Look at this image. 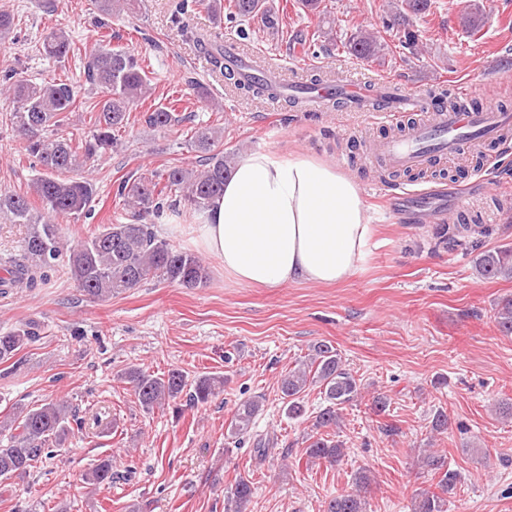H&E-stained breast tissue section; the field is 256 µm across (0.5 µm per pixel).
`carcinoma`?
<instances>
[{
  "mask_svg": "<svg viewBox=\"0 0 512 512\" xmlns=\"http://www.w3.org/2000/svg\"><path fill=\"white\" fill-rule=\"evenodd\" d=\"M99 24L130 9L131 0H93ZM431 0H403L391 6L393 28L405 21L404 11L422 14ZM207 9L215 24L256 21L265 29L279 31L282 18L269 0H209ZM187 39L200 46L211 66L230 81L235 89L254 98H262L271 87L245 80L224 64V40L218 34H205L184 29ZM349 52L358 58L380 60L387 44L381 37L355 30L347 39ZM43 52L60 62L74 51L70 35L62 28L49 31L42 41ZM101 93L99 109L91 112L94 129L78 144L64 130L67 113L77 110L82 84ZM0 93L11 100L9 111L12 129L26 142L42 172L30 185V195L0 192V219L11 224L27 225V233L17 252L0 257V287L34 288L50 279L63 255V225L54 222L60 216H79L89 212L95 194L94 183L86 177H73L95 159L117 146L115 132L125 127L133 105L152 95V80L139 55L124 47L96 44L85 53L83 71L76 78L51 77L33 82L8 71L3 75ZM146 122L164 130L181 122V117L165 108H156ZM222 133L211 127L195 132L194 146L207 153L201 169L182 165L170 166L151 176L130 177L121 181L116 196L134 218L132 223L104 224L84 237L69 250L66 270L77 288L95 300L104 301L139 287L156 278L184 288H198L207 281V270L201 258L160 238L153 225L142 219L160 216L164 210L175 213H203L213 200L224 192V181L234 169V154L218 148ZM478 230L469 224L440 228V237L455 242L458 236H470ZM478 272L486 279H512V248H499L480 255ZM496 320L499 330L512 335V297L498 303ZM38 336L31 325L0 334V363H6L21 348ZM130 384L139 405L146 411L170 406L188 396L192 407L204 405L224 390L226 378L205 374L188 381L180 369L157 374L142 367H131L120 374ZM319 385L326 405L315 416L314 429L305 448L307 459L314 463L335 464L344 456L341 442L318 432L320 428H336L341 411L355 401L360 384L345 367L337 350L324 343L312 349L308 360L288 370L279 382L283 411L290 419L306 414L303 394L311 385ZM263 407V397L254 396L241 402L230 424V437L241 442L252 431L254 419ZM74 407L61 400L46 399L42 403L13 408L0 422V429L9 436L0 440V479H22L42 459L54 456L64 448L75 421ZM422 466L439 475L436 490L423 492L414 512H447L446 495L458 480L456 471L447 467L440 455L428 453L421 457ZM112 458H100L85 473L90 485L112 484ZM357 490L332 498L326 512H366L364 494L371 481L366 473L356 477ZM255 487L248 478L239 476L227 495L229 512H246Z\"/></svg>",
  "mask_w": 512,
  "mask_h": 512,
  "instance_id": "cac0c4a2",
  "label": "carcinoma"
}]
</instances>
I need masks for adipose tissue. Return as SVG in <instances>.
Returning a JSON list of instances; mask_svg holds the SVG:
<instances>
[{"instance_id": "ef3b65f1", "label": "adipose tissue", "mask_w": 512, "mask_h": 512, "mask_svg": "<svg viewBox=\"0 0 512 512\" xmlns=\"http://www.w3.org/2000/svg\"><path fill=\"white\" fill-rule=\"evenodd\" d=\"M371 236L359 186L301 152L242 157L198 227L226 278L266 288L340 284L367 258Z\"/></svg>"}]
</instances>
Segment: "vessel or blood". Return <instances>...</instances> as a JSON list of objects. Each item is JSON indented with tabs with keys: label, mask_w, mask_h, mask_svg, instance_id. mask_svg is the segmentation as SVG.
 <instances>
[{
	"label": "vessel or blood",
	"mask_w": 512,
	"mask_h": 512,
	"mask_svg": "<svg viewBox=\"0 0 512 512\" xmlns=\"http://www.w3.org/2000/svg\"><path fill=\"white\" fill-rule=\"evenodd\" d=\"M297 104L302 112H360L369 124L401 126L400 135L363 142L367 157L391 170L424 171L458 160L468 144L512 136V113L495 102L484 101L476 110L462 99L451 109L388 79L346 76L333 85L302 86Z\"/></svg>",
	"instance_id": "b4317fda"
}]
</instances>
